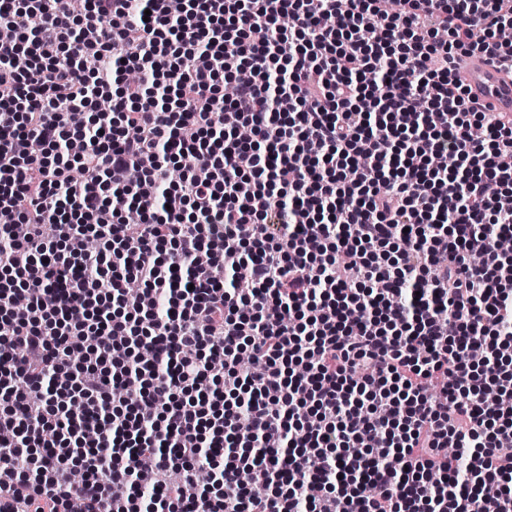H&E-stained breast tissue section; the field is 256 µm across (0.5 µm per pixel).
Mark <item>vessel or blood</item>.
I'll use <instances>...</instances> for the list:
<instances>
[{"mask_svg": "<svg viewBox=\"0 0 512 512\" xmlns=\"http://www.w3.org/2000/svg\"><path fill=\"white\" fill-rule=\"evenodd\" d=\"M488 54L468 58L466 84L469 97L487 112H512V79L499 72Z\"/></svg>", "mask_w": 512, "mask_h": 512, "instance_id": "1", "label": "vessel or blood"}]
</instances>
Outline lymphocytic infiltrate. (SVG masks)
<instances>
[{
	"label": "lymphocytic infiltrate",
	"mask_w": 512,
	"mask_h": 512,
	"mask_svg": "<svg viewBox=\"0 0 512 512\" xmlns=\"http://www.w3.org/2000/svg\"><path fill=\"white\" fill-rule=\"evenodd\" d=\"M347 2L0 0V512H512V0ZM495 60L488 54L467 59L469 97L482 106L484 112H512V80L497 70Z\"/></svg>",
	"instance_id": "f902f5d3"
}]
</instances>
